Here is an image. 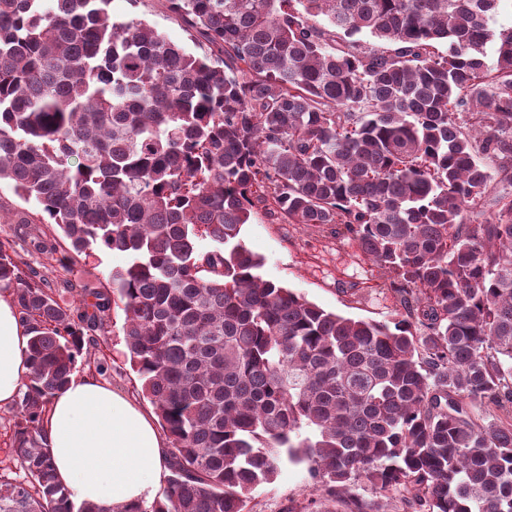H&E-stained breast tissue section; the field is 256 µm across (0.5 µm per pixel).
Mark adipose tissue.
I'll return each mask as SVG.
<instances>
[{
  "label": "adipose tissue",
  "instance_id": "adipose-tissue-1",
  "mask_svg": "<svg viewBox=\"0 0 512 512\" xmlns=\"http://www.w3.org/2000/svg\"><path fill=\"white\" fill-rule=\"evenodd\" d=\"M29 334L12 298L0 293V406L21 395L30 374ZM44 431L58 481L73 499L120 512L146 506L167 474V442L153 415L92 375L73 376L54 398Z\"/></svg>",
  "mask_w": 512,
  "mask_h": 512
}]
</instances>
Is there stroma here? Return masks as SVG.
<instances>
[{
	"label": "stroma",
	"instance_id": "stroma-1",
	"mask_svg": "<svg viewBox=\"0 0 512 512\" xmlns=\"http://www.w3.org/2000/svg\"><path fill=\"white\" fill-rule=\"evenodd\" d=\"M112 11L119 18L135 15L178 44L191 43L184 27L161 7L159 0H113ZM241 237L246 247L263 259L260 273L265 279L290 288L325 310L355 319L385 321L401 309L388 273L368 259L350 235L317 233L261 214L243 227ZM126 262L123 253L99 251L66 268L53 265L51 275L103 288L113 270ZM122 324V314H114L105 336L104 351L112 364L107 382L139 402L143 399L140 381L124 355ZM313 494L305 465L286 462L272 483L253 493L251 512H285L288 506L305 502Z\"/></svg>",
	"mask_w": 512,
	"mask_h": 512
}]
</instances>
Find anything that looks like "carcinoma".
I'll list each match as a JSON object with an SVG mask.
<instances>
[{
  "label": "carcinoma",
  "mask_w": 512,
  "mask_h": 512,
  "mask_svg": "<svg viewBox=\"0 0 512 512\" xmlns=\"http://www.w3.org/2000/svg\"><path fill=\"white\" fill-rule=\"evenodd\" d=\"M499 2L163 0L196 55L113 20L112 0H0V181L76 255L129 257L87 288L0 241V292L31 334L0 512H112L71 499L43 423L78 368L112 369L100 339L116 310L170 443L161 495L134 512H249L285 461L316 486L287 512H512ZM260 211L352 235L402 311L354 319L264 279L241 238ZM29 246L56 252L42 230Z\"/></svg>",
  "instance_id": "cac0c4a2"
}]
</instances>
